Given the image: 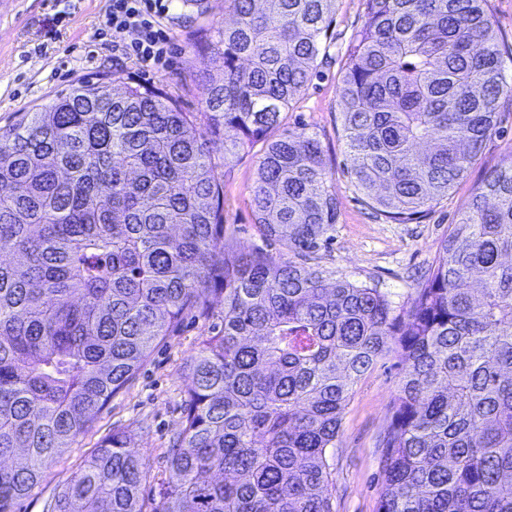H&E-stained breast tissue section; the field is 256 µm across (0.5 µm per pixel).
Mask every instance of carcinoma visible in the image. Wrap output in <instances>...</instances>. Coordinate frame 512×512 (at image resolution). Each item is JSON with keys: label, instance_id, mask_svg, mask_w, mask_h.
Returning <instances> with one entry per match:
<instances>
[{"label": "carcinoma", "instance_id": "cac0c4a2", "mask_svg": "<svg viewBox=\"0 0 512 512\" xmlns=\"http://www.w3.org/2000/svg\"><path fill=\"white\" fill-rule=\"evenodd\" d=\"M487 2L364 0L341 126L355 187L392 223L448 196L512 97ZM335 4L224 0L231 20L194 43L195 62L222 60L202 76L208 139L164 89L109 77L0 127V512L217 296L152 506L114 431L49 512H335L330 449L391 352L377 512H512V160L407 303L305 266L331 239L336 184L317 135L285 119L329 50ZM211 139L226 166L256 158V228L284 251L247 250L224 224Z\"/></svg>", "mask_w": 512, "mask_h": 512}]
</instances>
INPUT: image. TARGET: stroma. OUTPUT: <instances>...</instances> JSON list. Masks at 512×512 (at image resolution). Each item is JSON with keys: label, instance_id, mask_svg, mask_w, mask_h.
Returning <instances> with one entry per match:
<instances>
[{"label": "stroma", "instance_id": "1", "mask_svg": "<svg viewBox=\"0 0 512 512\" xmlns=\"http://www.w3.org/2000/svg\"><path fill=\"white\" fill-rule=\"evenodd\" d=\"M108 7L109 0H16L14 12L0 17V126L15 113L47 105L76 80L101 75L163 88L185 111H203L202 87L187 71L193 33L224 20V0H192L187 6L172 0L166 22L176 51L165 64L149 68L113 52L105 28ZM363 12V0H337L329 53L317 59L286 123L288 128L317 134L336 179L337 224L328 247L315 255L314 265L377 286L400 303L415 288L416 274L436 259L449 225L477 193L487 172L512 155V106H505L498 132L485 141L477 161L424 219L413 224L381 219L351 182L340 121L341 69ZM210 154L224 179L225 223L235 229L241 246L268 249L254 226L252 162L226 167L219 142L211 144ZM212 324V319L185 315L127 386L96 414L92 427L61 450L39 484L17 502L15 512H44L61 485L116 430L126 432L144 464V500L157 497L168 476L167 450L181 428L188 383L185 365ZM398 380V360L391 356L378 362L353 392L331 451L336 512H377L379 440L389 422Z\"/></svg>", "mask_w": 512, "mask_h": 512}]
</instances>
